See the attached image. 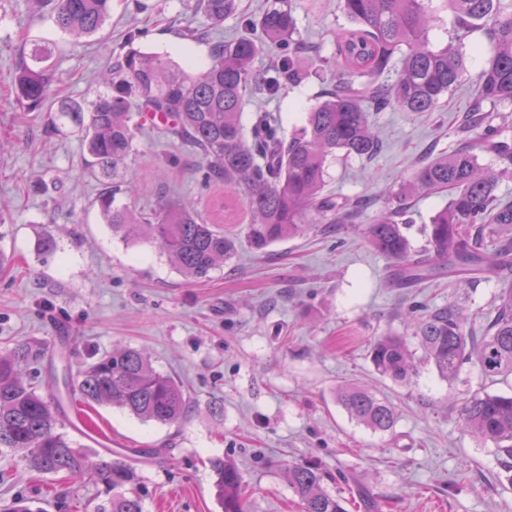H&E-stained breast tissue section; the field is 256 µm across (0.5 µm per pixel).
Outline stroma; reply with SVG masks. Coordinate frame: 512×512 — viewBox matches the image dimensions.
<instances>
[{
  "label": "stroma",
  "mask_w": 512,
  "mask_h": 512,
  "mask_svg": "<svg viewBox=\"0 0 512 512\" xmlns=\"http://www.w3.org/2000/svg\"><path fill=\"white\" fill-rule=\"evenodd\" d=\"M293 3L301 37L323 52L302 59L309 73L302 84L258 104L279 111L288 129L303 124L323 78L337 72L330 33L346 23L340 0ZM193 4L113 0L103 29L75 40L51 20L33 18L28 0H0V141L9 145L0 153V353L42 349L27 380L91 461L110 456L135 467L143 512H223L216 459L240 470L247 512H301L287 471L306 461L326 472L325 489L345 499L347 512H370L369 502L371 512H512V475L460 416L463 397L511 393L512 377L489 378L467 364L454 382L440 379L404 320L411 301L455 302L481 330L501 290L512 287V267L490 283L439 278L395 288L391 260L357 226L317 224L259 254L242 225L224 223L221 231L238 239L233 264L185 280L153 244L126 243L104 223L101 185L88 173L78 129L62 120L48 131L49 113L17 101L12 81L25 32L57 46L52 98L87 108L105 93L98 77L130 46L131 29L144 32L136 49L203 64L206 45L178 35L204 24ZM490 53L483 32H475L464 81L432 111L373 113L378 152L329 160L326 194L343 203L368 195L380 211L438 153L468 148L474 83ZM127 174L136 192L117 201L140 209L163 194L203 212L224 198L223 186L206 182L193 147L150 127L137 137ZM447 201L434 193L409 199L413 248L425 246L430 219ZM45 235L57 251L40 249ZM389 333L404 336L418 362L410 383L381 376L370 361V342ZM122 347L143 350L153 368L183 384L190 400L182 422H143L109 405L77 407L78 373ZM346 383L390 402L394 427L375 432L352 420L336 398ZM103 499L92 476L38 474L18 456L0 455V507L19 500L31 512H94Z\"/></svg>",
  "instance_id": "35a3bbf8"
}]
</instances>
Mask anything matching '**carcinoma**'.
<instances>
[{"instance_id": "carcinoma-1", "label": "carcinoma", "mask_w": 512, "mask_h": 512, "mask_svg": "<svg viewBox=\"0 0 512 512\" xmlns=\"http://www.w3.org/2000/svg\"><path fill=\"white\" fill-rule=\"evenodd\" d=\"M36 16L48 14L56 27L73 38L98 32L111 15L112 0H29ZM432 0H342L349 26L331 32L333 57L340 75L306 113L292 134L280 117L258 111L243 123L249 98L273 97L305 77L299 60L321 53L299 37L292 0H266L254 18L239 15V0H195L207 22L219 26L240 16L241 30L224 39L202 32L187 37L209 47L200 67H183L170 56L129 50L106 69L109 92L98 97L89 115L72 100L50 96L51 48L32 43L14 76V90L28 111L55 108L82 132L91 172L108 180L97 197L99 211L112 232L127 242L158 244L184 278L208 277L237 251V239L192 205L163 198L155 207L137 211L115 205L116 195L135 141L145 127V113L163 118L164 133L191 145L205 164V178L224 185L241 200L244 236L251 248L264 252L272 244L300 236L311 226L330 221L351 224L354 212L324 195L328 158L338 152L360 158L379 148L371 113L387 109L429 112L442 96L456 88L466 71L463 51L470 35L488 34L491 55L475 90L480 102L512 112V2L505 0H445L455 20V44L431 46L428 32ZM269 51L276 66L261 72L255 60ZM490 124L472 147L443 152L393 193L396 206L373 216L365 225L369 244L393 261V283L401 288L448 274L465 281H490L512 263V202L498 195L499 173L479 163L477 151L512 162V145L490 141ZM420 192L448 193V205L432 218L427 247H411L404 228L411 223L407 200ZM427 363L451 382L468 363L486 377L512 376V289L506 290L488 313V325L477 336L462 309L412 304L404 313ZM375 370L406 384L415 375L411 353L402 336H381L371 345ZM33 362L25 346L0 356V452L21 454L39 473H87L75 443L59 431L57 414L22 376ZM73 390L87 402L128 411L144 422L174 424L187 407L184 387L156 371L139 349L113 352L84 370ZM337 400L351 418L374 431H389L396 421L394 407L368 388L346 386ZM468 432L496 446L501 463L512 471V395L475 393L460 406ZM224 512H247L240 470L221 461L212 464ZM104 487L106 502L95 512H143L134 486L136 470L123 461H102L92 470ZM324 473L312 463L288 470V483L303 512H345L342 499L323 487Z\"/></svg>"}]
</instances>
